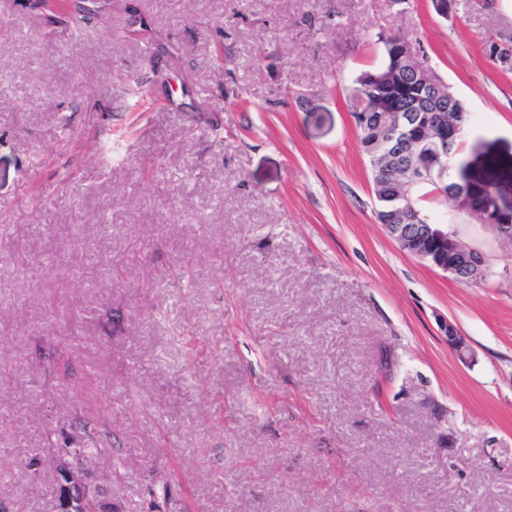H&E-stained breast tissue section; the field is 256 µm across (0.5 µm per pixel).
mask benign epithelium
<instances>
[{"label":"benign epithelium","mask_w":512,"mask_h":512,"mask_svg":"<svg viewBox=\"0 0 512 512\" xmlns=\"http://www.w3.org/2000/svg\"><path fill=\"white\" fill-rule=\"evenodd\" d=\"M403 57L417 61L415 71L421 81L438 96L453 100L448 84L442 81L427 61L420 57L411 45L400 46ZM471 113H459L456 120L444 121L434 117L424 129V140L432 146L434 163L442 161L447 149L455 140L459 128L470 123ZM431 168L420 166L405 184V192L397 196V205L387 211L385 229L400 246L418 259L448 273L459 284L471 285L480 282L486 273L487 259L480 251L471 248L448 232V225L438 224L424 205L425 195L410 198L411 189L427 183ZM468 213L477 215L482 223L500 240H512V224L505 219L512 217V195H505L497 189L493 194V205L484 208L475 205L467 208ZM448 344L462 362L470 358L464 338L459 336L450 323L445 325ZM57 468L63 495L54 498L48 512H74L75 503L81 507L93 505V512H115L112 496L103 485L101 478L85 467L83 458L71 450L59 458Z\"/></svg>","instance_id":"7a95c632"}]
</instances>
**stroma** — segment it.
<instances>
[{"instance_id": "35a3bbf8", "label": "stroma", "mask_w": 512, "mask_h": 512, "mask_svg": "<svg viewBox=\"0 0 512 512\" xmlns=\"http://www.w3.org/2000/svg\"><path fill=\"white\" fill-rule=\"evenodd\" d=\"M76 2L0 0V501L72 447L120 512H512V248L401 249L350 114L393 26L511 163L512 0Z\"/></svg>"}]
</instances>
